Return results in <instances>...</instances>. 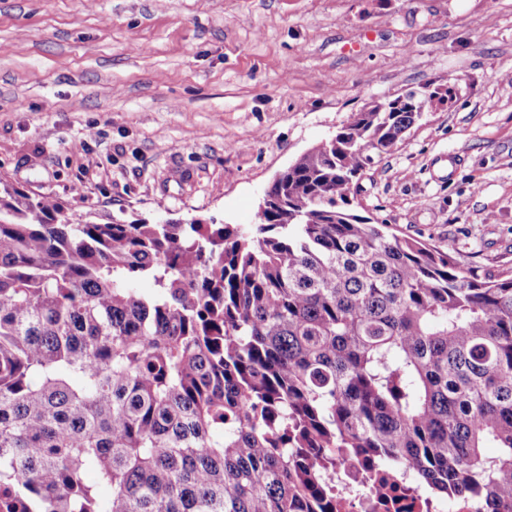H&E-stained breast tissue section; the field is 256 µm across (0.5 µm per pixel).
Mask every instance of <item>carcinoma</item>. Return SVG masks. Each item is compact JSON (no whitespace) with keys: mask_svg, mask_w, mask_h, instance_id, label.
I'll return each instance as SVG.
<instances>
[{"mask_svg":"<svg viewBox=\"0 0 512 512\" xmlns=\"http://www.w3.org/2000/svg\"><path fill=\"white\" fill-rule=\"evenodd\" d=\"M452 96L353 113L246 227L94 222L0 185V506L336 512L348 457L512 512V270L354 209Z\"/></svg>","mask_w":512,"mask_h":512,"instance_id":"cac0c4a2","label":"carcinoma"}]
</instances>
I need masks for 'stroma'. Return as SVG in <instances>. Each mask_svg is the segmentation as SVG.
<instances>
[{
    "mask_svg": "<svg viewBox=\"0 0 512 512\" xmlns=\"http://www.w3.org/2000/svg\"><path fill=\"white\" fill-rule=\"evenodd\" d=\"M454 85L361 215L512 268V0H0V181L91 220L254 223L353 112Z\"/></svg>",
    "mask_w": 512,
    "mask_h": 512,
    "instance_id": "1",
    "label": "stroma"
}]
</instances>
